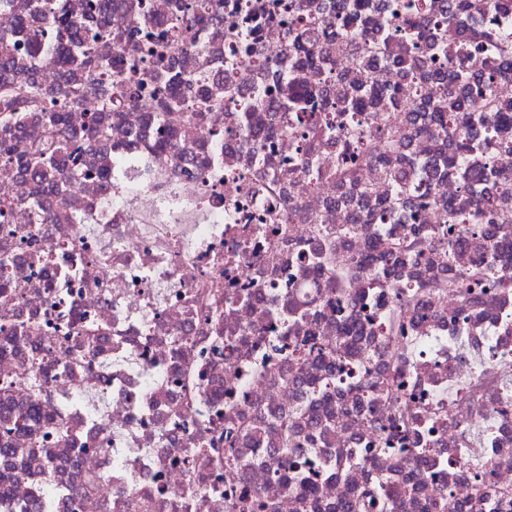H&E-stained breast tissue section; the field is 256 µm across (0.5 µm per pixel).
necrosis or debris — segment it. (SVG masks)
I'll return each instance as SVG.
<instances>
[{
    "mask_svg": "<svg viewBox=\"0 0 512 512\" xmlns=\"http://www.w3.org/2000/svg\"><path fill=\"white\" fill-rule=\"evenodd\" d=\"M97 2L122 105L94 80L46 174L42 113H0V512H512V287L468 278L512 272V191L488 181L482 222L448 223L475 197L330 0H213L162 47L183 78L164 114L126 60L179 0ZM293 28L320 67H296ZM340 81L397 106L327 128ZM404 169L418 203L385 177Z\"/></svg>",
    "mask_w": 512,
    "mask_h": 512,
    "instance_id": "necrosis-or-debris-1",
    "label": "necrosis or debris"
}]
</instances>
